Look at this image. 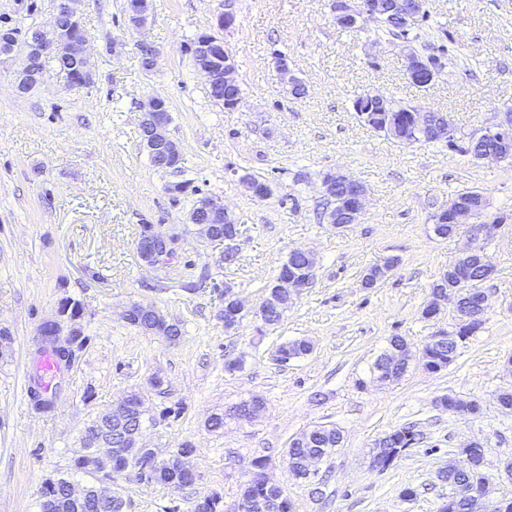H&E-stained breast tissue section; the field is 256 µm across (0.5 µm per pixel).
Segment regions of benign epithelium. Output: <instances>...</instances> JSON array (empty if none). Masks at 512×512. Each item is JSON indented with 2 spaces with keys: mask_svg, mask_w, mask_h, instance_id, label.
Here are the masks:
<instances>
[{
  "mask_svg": "<svg viewBox=\"0 0 512 512\" xmlns=\"http://www.w3.org/2000/svg\"><path fill=\"white\" fill-rule=\"evenodd\" d=\"M85 0H58L56 13L41 25L36 38L30 40L22 52V62L13 75V86L17 93L28 94L37 89L43 82L44 73L51 65H57L59 60L73 61L81 65L77 78L66 80L71 88L85 87L93 81V63L89 52V36L83 28L82 3ZM152 0H129L127 3V27L138 34L136 49L139 54L141 67L150 72L157 64V50L143 36L150 15ZM424 8L425 0H338L334 10V21L338 25H356L367 16H377L383 12L400 24L407 26L417 22ZM63 15L70 21V27L65 28L58 22V15ZM237 22L235 0H224L223 10L218 15V26L226 31L233 29ZM405 60V73L415 85L425 88L440 76L438 65L428 60V57L406 40L400 41ZM196 70L205 76L210 88L221 85H239L235 61L226 47L224 40L214 34L203 32L198 35L192 46ZM275 71L280 84L287 92L298 97L305 90L302 82L294 75L288 56L283 53L275 55ZM411 120L427 128L430 134L441 138L456 135V127L449 115L443 114L431 118L428 112L416 109L411 113ZM139 123L145 127V137L142 139L143 148L151 155H160L167 160L178 162L182 158L179 145L169 136V113L165 112V98L159 95H149L139 103ZM490 141L493 147L472 155L476 160L507 161L512 159V108L497 113L494 122L476 130L475 142ZM321 193L332 195L334 190L349 196V203L340 209L336 215V226L343 228L358 223L364 209L367 190L354 178L336 170L320 178ZM448 214L450 224H470L476 237L489 238L501 229L499 217H490L486 211L476 207H467L455 203L443 207ZM232 216L224 205L221 197L205 195L198 198L197 206L189 212L188 223L195 227L198 236L210 242L233 241L235 236L224 235V225L231 223ZM178 238L166 235L151 228L137 241L135 250L140 261L155 267L167 264L177 256L176 244ZM461 254L469 261L480 266L485 275L494 274L490 264L480 249L466 246ZM289 258L303 262L301 268L293 275L276 281L271 293L266 297L263 306H285L291 304L293 296L313 287L316 279V259L306 250L294 249ZM467 289L464 281L450 287L440 286L432 290V298L424 308V313L430 318L441 312L442 304L453 300L457 312L456 335H463L471 327L483 321L486 312V296L480 295L479 312H473L465 305L464 297ZM140 311L148 319H154L158 326L147 331L151 336L162 335L169 321L152 303L141 304ZM59 336H69L80 329L77 318L66 313H58ZM137 410L145 408V397L141 393H132L120 403L99 412V416L107 419L104 429L97 434L93 444V457L97 462L114 470L120 475L135 467L137 458L145 446L141 443V434H136L133 448L124 454H119L112 448V422H120L125 417V411L130 406ZM194 448H186L167 458H156V461L169 468L179 469L186 473L192 481H197L198 475L189 465V458ZM458 454L464 457L465 465L455 467L459 474H467L477 461L474 443L467 442L458 449ZM488 484H471L457 491V495L448 498L445 506L448 512H455L458 496H466L473 503L474 512H483V501L486 497Z\"/></svg>",
  "mask_w": 512,
  "mask_h": 512,
  "instance_id": "benign-epithelium-1",
  "label": "benign epithelium"
}]
</instances>
